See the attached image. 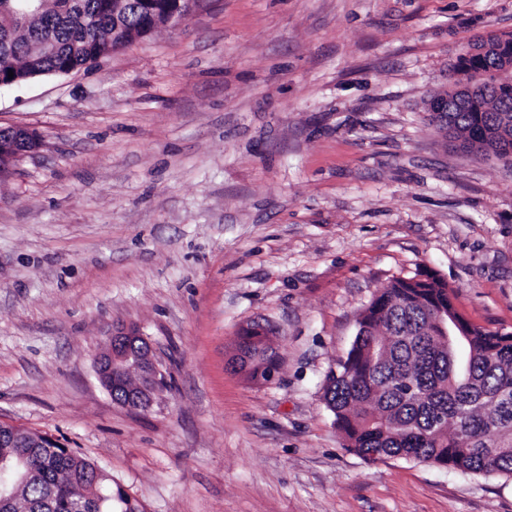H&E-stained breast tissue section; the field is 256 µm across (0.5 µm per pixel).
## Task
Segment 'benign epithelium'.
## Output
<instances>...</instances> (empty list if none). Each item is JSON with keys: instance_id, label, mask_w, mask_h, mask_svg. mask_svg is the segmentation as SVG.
<instances>
[{"instance_id": "7a95c632", "label": "benign epithelium", "mask_w": 512, "mask_h": 512, "mask_svg": "<svg viewBox=\"0 0 512 512\" xmlns=\"http://www.w3.org/2000/svg\"><path fill=\"white\" fill-rule=\"evenodd\" d=\"M196 0H166L167 23L177 25L194 7ZM42 147L40 135L29 128L12 126L0 134V160L12 167L22 158L36 154ZM98 378L112 376L113 372L132 371L140 375V381L129 395L125 406L147 410L160 393L159 376L162 368L153 350L137 330L126 328L117 331L107 349L96 362Z\"/></svg>"}]
</instances>
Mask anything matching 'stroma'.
I'll list each match as a JSON object with an SVG mask.
<instances>
[{
    "label": "stroma",
    "instance_id": "obj_1",
    "mask_svg": "<svg viewBox=\"0 0 512 512\" xmlns=\"http://www.w3.org/2000/svg\"><path fill=\"white\" fill-rule=\"evenodd\" d=\"M512 0H199L86 68L0 86L43 147L0 181V423L49 434L141 512H512V477L345 446L323 392L361 309L433 273L512 333V167L424 119ZM269 328L271 381L232 367ZM137 327L168 380L112 401ZM98 379L111 377L113 371H132L140 375V381L127 399L123 385H113L112 401L134 409L148 410L161 390L160 372H163L153 350L136 329L126 328L117 331L110 339L107 349L100 354L96 362Z\"/></svg>",
    "mask_w": 512,
    "mask_h": 512
}]
</instances>
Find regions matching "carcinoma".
<instances>
[{
    "instance_id": "carcinoma-1",
    "label": "carcinoma",
    "mask_w": 512,
    "mask_h": 512,
    "mask_svg": "<svg viewBox=\"0 0 512 512\" xmlns=\"http://www.w3.org/2000/svg\"><path fill=\"white\" fill-rule=\"evenodd\" d=\"M155 19L141 0H0V70L24 83L64 75L151 33ZM49 42L52 50L39 46ZM512 34L487 32L460 48L456 79L440 94L448 111L436 127L476 153L512 159V72L501 44ZM458 325L446 335L439 315ZM265 330H246L241 346L255 377L276 364L263 346ZM323 399L350 450L365 458H401L470 474L512 476V334L471 325L455 312L448 286L436 276L396 278L362 310L355 338L338 370L327 376ZM0 485L31 474L0 512H113L112 480L71 453L52 460L47 448H17L0 433Z\"/></svg>"
}]
</instances>
